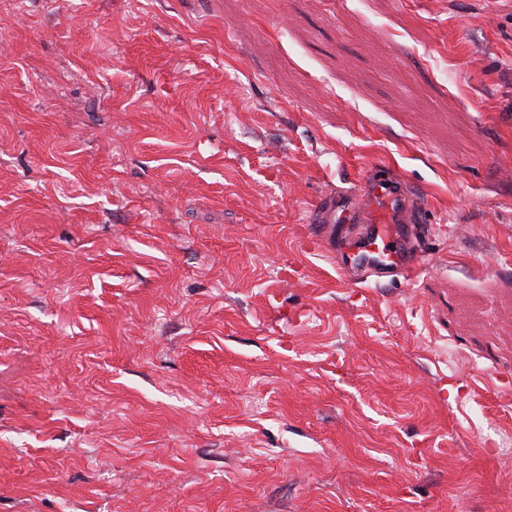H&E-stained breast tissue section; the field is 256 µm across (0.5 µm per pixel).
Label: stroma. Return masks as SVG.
I'll return each instance as SVG.
<instances>
[{"instance_id": "1", "label": "stroma", "mask_w": 512, "mask_h": 512, "mask_svg": "<svg viewBox=\"0 0 512 512\" xmlns=\"http://www.w3.org/2000/svg\"><path fill=\"white\" fill-rule=\"evenodd\" d=\"M0 512H512V0H0ZM423 201L388 164L369 168L355 188L341 199L332 193L316 203L312 244H322L335 224H355L352 235L341 236L336 267L347 283L368 277L408 276L420 269L424 251Z\"/></svg>"}]
</instances>
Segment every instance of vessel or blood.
<instances>
[{"label":"vessel or blood","mask_w":512,"mask_h":512,"mask_svg":"<svg viewBox=\"0 0 512 512\" xmlns=\"http://www.w3.org/2000/svg\"><path fill=\"white\" fill-rule=\"evenodd\" d=\"M423 209V201L390 165L377 164L344 197L330 195L316 203L311 241L322 244L337 225H353L336 250V267L347 283L407 276L424 261Z\"/></svg>","instance_id":"b4317fda"}]
</instances>
